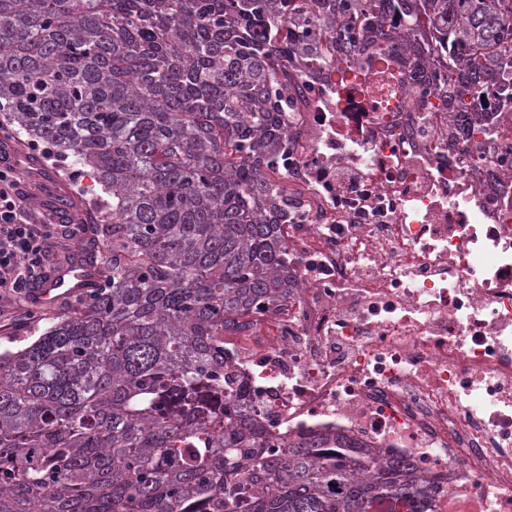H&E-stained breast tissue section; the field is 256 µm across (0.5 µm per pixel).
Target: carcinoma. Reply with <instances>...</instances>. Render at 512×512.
Here are the masks:
<instances>
[{"label": "carcinoma", "mask_w": 512, "mask_h": 512, "mask_svg": "<svg viewBox=\"0 0 512 512\" xmlns=\"http://www.w3.org/2000/svg\"><path fill=\"white\" fill-rule=\"evenodd\" d=\"M336 61L383 109L412 77L512 104V0H0V132L88 172L99 280L0 352V512H431L402 458L288 441L250 413L224 336L297 288L288 70Z\"/></svg>", "instance_id": "carcinoma-1"}]
</instances>
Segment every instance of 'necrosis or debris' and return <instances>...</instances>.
I'll return each instance as SVG.
<instances>
[{"label": "necrosis or debris", "instance_id": "obj_1", "mask_svg": "<svg viewBox=\"0 0 512 512\" xmlns=\"http://www.w3.org/2000/svg\"><path fill=\"white\" fill-rule=\"evenodd\" d=\"M290 116L293 299L224 339L256 416L277 435L340 432L400 455L434 512H512V170L459 136L420 88L386 112L336 96V68L302 72ZM357 165L366 188L336 184Z\"/></svg>", "mask_w": 512, "mask_h": 512}]
</instances>
